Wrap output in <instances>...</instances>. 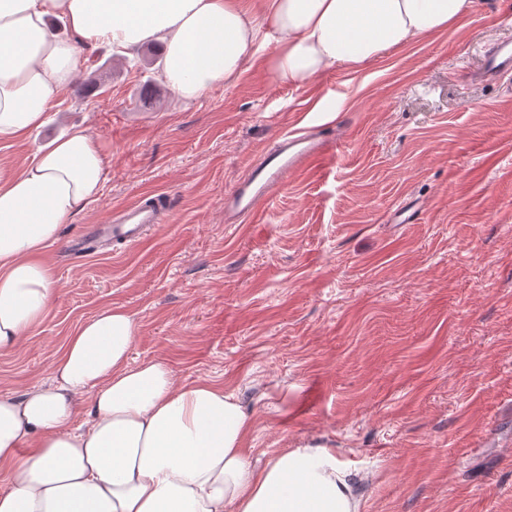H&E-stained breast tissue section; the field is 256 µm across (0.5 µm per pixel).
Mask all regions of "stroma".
I'll use <instances>...</instances> for the list:
<instances>
[{
    "label": "stroma",
    "instance_id": "stroma-1",
    "mask_svg": "<svg viewBox=\"0 0 512 512\" xmlns=\"http://www.w3.org/2000/svg\"><path fill=\"white\" fill-rule=\"evenodd\" d=\"M512 40V0H475L447 32L311 84L263 59L192 102L130 69L142 49L83 48L55 120L10 145L18 170L73 125L107 181L44 260L45 318L0 352V395L50 383L72 330L99 310L135 324L131 365L162 359L250 413L260 466L324 448L368 473L364 512H512V76L469 71ZM336 151L290 175L262 216L224 221V194L277 137L335 128ZM165 220L134 249L65 245L139 196Z\"/></svg>",
    "mask_w": 512,
    "mask_h": 512
}]
</instances>
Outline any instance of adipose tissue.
<instances>
[{
  "instance_id": "adipose-tissue-1",
  "label": "adipose tissue",
  "mask_w": 512,
  "mask_h": 512,
  "mask_svg": "<svg viewBox=\"0 0 512 512\" xmlns=\"http://www.w3.org/2000/svg\"><path fill=\"white\" fill-rule=\"evenodd\" d=\"M474 0H0V143L45 126L80 67L79 46L161 47V77L183 101L233 83L257 56L302 86L439 34ZM62 29H54L53 20ZM106 164L74 126L17 171L0 170V351L14 350L52 306L41 256L98 199ZM130 314L80 323L51 383L0 396V466L14 477L0 512H361L360 470L325 449L257 467L252 419L210 381L177 384L168 364L130 366ZM86 426H74L78 401Z\"/></svg>"
}]
</instances>
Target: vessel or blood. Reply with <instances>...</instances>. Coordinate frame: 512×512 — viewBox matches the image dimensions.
Segmentation results:
<instances>
[{"label":"vessel or blood","mask_w":512,"mask_h":512,"mask_svg":"<svg viewBox=\"0 0 512 512\" xmlns=\"http://www.w3.org/2000/svg\"><path fill=\"white\" fill-rule=\"evenodd\" d=\"M510 74L512 45L503 41L485 52L482 66L479 72L472 75L471 81L479 85L498 81ZM335 146V133H326L320 129L306 130L303 135L295 138L281 136L248 175L226 193L225 222L241 224L259 216L282 189L288 174L305 170ZM166 211V201L140 197L116 212L111 223L88 225L73 248L94 253L105 249L112 242L130 247L139 246L146 241L149 231L162 223Z\"/></svg>","instance_id":"obj_1"}]
</instances>
